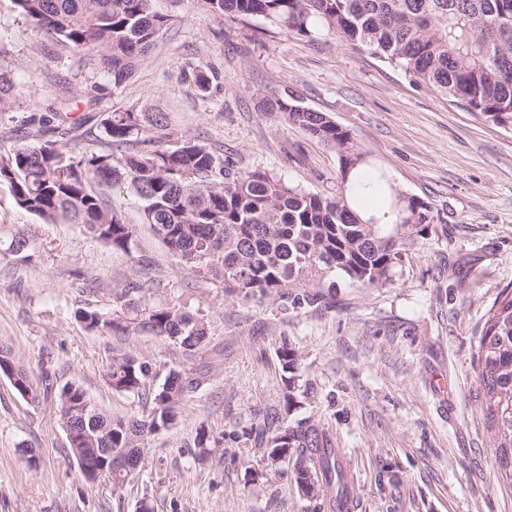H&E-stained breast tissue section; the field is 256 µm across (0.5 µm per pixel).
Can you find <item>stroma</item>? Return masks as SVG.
<instances>
[{
  "label": "stroma",
  "mask_w": 512,
  "mask_h": 512,
  "mask_svg": "<svg viewBox=\"0 0 512 512\" xmlns=\"http://www.w3.org/2000/svg\"><path fill=\"white\" fill-rule=\"evenodd\" d=\"M153 6L171 15V26L111 91L106 75L79 67L13 0H0V65L19 93L0 112V155L32 113L48 114L66 94L80 115L102 85L101 109L160 107L236 168L310 191L333 187L335 152L258 107L263 98L288 96L348 130L398 192L430 206L431 227L392 284L343 285L329 306L285 318L273 303L243 305L220 285L192 284L126 188L102 191L136 227L128 253L79 225L45 223L0 182V340L52 384L34 405L0 374V512H137L144 500L154 512H325L293 478L267 468L257 437L263 414L283 407L276 351L284 342L298 353L302 374L303 405L289 419L325 427L345 449L356 474L354 512H512V496L497 485L470 366L475 327L512 284V128L336 35L278 36L258 16L212 19L198 0ZM195 65L218 74L208 95L185 79ZM21 238L28 246L19 252ZM145 275L155 282L151 302L212 321L224 356L211 385L185 396L176 423L148 435L134 477L88 483L56 413L59 389L75 383L99 406L140 416L144 399L112 391L103 377L113 349L151 365V388L183 360L162 338L117 341L76 318L83 309L111 314L114 289Z\"/></svg>",
  "instance_id": "35a3bbf8"
}]
</instances>
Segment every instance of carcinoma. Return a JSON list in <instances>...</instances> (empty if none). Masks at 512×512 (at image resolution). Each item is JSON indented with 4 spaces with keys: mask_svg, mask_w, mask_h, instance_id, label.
I'll list each match as a JSON object with an SVG mask.
<instances>
[{
    "mask_svg": "<svg viewBox=\"0 0 512 512\" xmlns=\"http://www.w3.org/2000/svg\"><path fill=\"white\" fill-rule=\"evenodd\" d=\"M19 13L79 56L85 66L106 72L120 87L154 49L171 16L152 0H13ZM214 19L261 16L279 34L309 37L335 34L369 55L400 68L497 123L512 118V0H201ZM217 73L191 69L190 85L210 90ZM16 102L11 71L0 66V112ZM63 97L51 116L31 118L33 140L23 135L0 158V181L10 184L17 204L55 224L82 226L93 238L129 252L136 226L126 223L111 200L94 189L102 183L126 186L141 202L142 220L196 282H218L224 296L239 302L273 301L283 315L328 304L344 282L381 288L403 270L415 240L432 216L423 201L394 190L383 171L365 179L372 158L327 113L284 98L264 99L262 112L280 114L284 125L302 128L338 157L336 187L311 192L260 170L224 166L203 139L175 128L166 113L129 106L112 112H84L70 118ZM99 129L120 154H65L64 146ZM175 145L169 149L167 144ZM148 282L118 289L112 314L81 310L77 320L101 336L150 334L181 350L189 365L168 370L149 392L151 408L141 417L112 414L87 392L62 387L59 420L80 436L73 457L110 448L137 451L112 469L124 483L144 460L147 435L169 428L182 399L208 384L212 364L224 348L212 341L211 321L169 304L149 303ZM475 373L484 427L494 448L497 484L512 494V286L502 289L474 333ZM284 409L263 420L265 455L295 458L296 482L307 497L329 505L350 494L330 432L307 420L288 422L301 407L298 354L277 350ZM0 362L16 368L38 404V386L9 345L0 342ZM149 366L132 354L112 352L104 377L117 393L146 391Z\"/></svg>",
    "mask_w": 512,
    "mask_h": 512,
    "instance_id": "obj_1",
    "label": "carcinoma"
}]
</instances>
